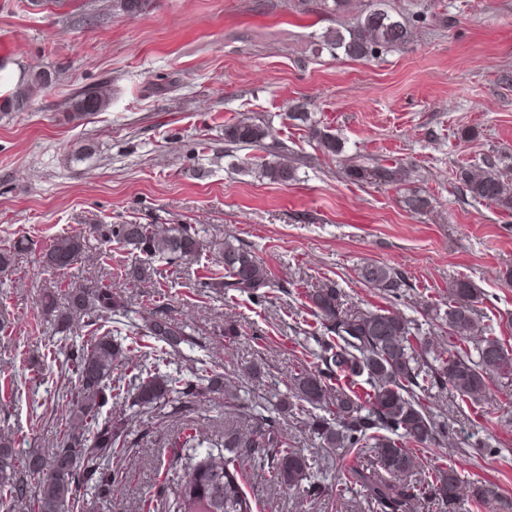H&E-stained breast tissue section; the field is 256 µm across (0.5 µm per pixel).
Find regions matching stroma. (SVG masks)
I'll return each instance as SVG.
<instances>
[{
	"mask_svg": "<svg viewBox=\"0 0 512 512\" xmlns=\"http://www.w3.org/2000/svg\"><path fill=\"white\" fill-rule=\"evenodd\" d=\"M371 0H153L135 17L112 0H0V96L29 71L50 84L27 108L0 114V248L18 239L0 273V373L16 383L0 400V434L21 450H50L57 424L49 407L71 356L50 354L55 329L39 308L50 282L97 284L131 265L128 251L98 261L100 244L71 269L55 272L41 251L91 225L191 224L209 242L190 264L163 266L155 283L129 285L132 313H163L185 327L172 366L194 380L199 365L237 380L235 399L197 387L189 407L172 403L144 413L125 402V446L114 464L122 484L94 512H141L174 465L186 427L220 440L230 407L261 405L278 417L291 445L321 457L323 492L274 489L265 463L242 455L243 488L257 512H365L360 495H337L355 456L323 452L302 423L278 404L292 374L315 368L302 346L314 332L308 289L335 284L346 307L390 308L431 332L443 349L455 343L436 318L448 289L470 280L481 295L483 335L512 348V212L463 196L459 167L494 162L512 179V0H389L407 17L413 40L400 51L354 60L329 51L328 29L354 25ZM106 84L110 107L81 118L68 109L83 88ZM304 106L313 125L339 136L344 150L325 155L308 128L282 121ZM271 122L277 145L301 158L288 185L240 174L224 155L225 124L243 117ZM363 164L409 169L403 185L353 182L346 168ZM431 202L412 213L404 200ZM237 238L270 268L266 301L205 293L215 243ZM399 270V296L359 278L364 263ZM232 324L237 335L225 336ZM259 366L252 380L249 366ZM435 412L452 434L419 450L421 474L452 465L468 481L490 480L512 497V381L495 380L491 397L472 401L434 390ZM490 447L484 455L479 444Z\"/></svg>",
	"mask_w": 512,
	"mask_h": 512,
	"instance_id": "stroma-1",
	"label": "stroma"
}]
</instances>
